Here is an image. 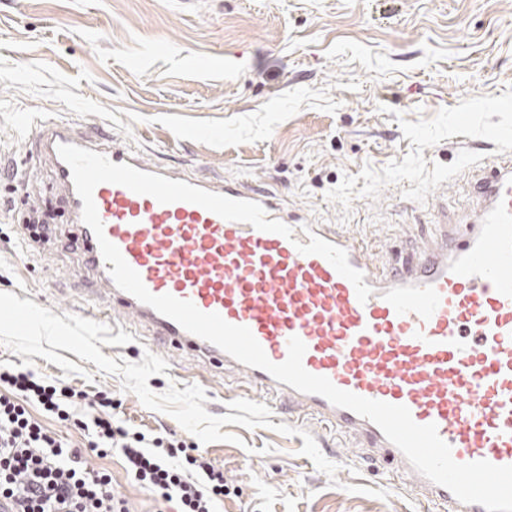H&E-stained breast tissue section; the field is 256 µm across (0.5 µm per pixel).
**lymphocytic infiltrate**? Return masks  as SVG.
<instances>
[{
  "instance_id": "f902f5d3",
  "label": "lymphocytic infiltrate",
  "mask_w": 512,
  "mask_h": 512,
  "mask_svg": "<svg viewBox=\"0 0 512 512\" xmlns=\"http://www.w3.org/2000/svg\"><path fill=\"white\" fill-rule=\"evenodd\" d=\"M84 401L90 414L76 413ZM31 403L86 432L88 451L68 446L33 419ZM119 407L107 390L89 396L30 369H0V497L16 499L19 512H130L111 476L91 468L86 457L117 448L128 472L159 499L177 501L180 512H215L224 498L223 471L171 432L147 435L116 425Z\"/></svg>"
}]
</instances>
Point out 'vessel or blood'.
Returning <instances> with one entry per match:
<instances>
[{"instance_id":"b4317fda","label":"vessel or blood","mask_w":512,"mask_h":512,"mask_svg":"<svg viewBox=\"0 0 512 512\" xmlns=\"http://www.w3.org/2000/svg\"><path fill=\"white\" fill-rule=\"evenodd\" d=\"M28 143L50 168L82 244V298L101 323L119 311L154 339L203 359L222 372L238 363L217 346L185 331L118 289L97 239L82 220L83 202L58 148L70 144L207 191L260 204L292 237L228 221L184 201L162 204L112 183L93 200L106 238L139 273L148 291L188 300L206 313L248 327L270 361L283 362L290 337L306 345L304 368L339 389L406 406L421 425L436 424L456 462L512 465V156L486 166L477 184L474 222L448 235L437 223L439 250L409 253L381 267L364 246L329 224L289 213L266 189L237 179H214L145 161L134 142H116L54 118H32ZM318 235L344 249L372 293L359 302L354 285L322 256L297 243ZM252 389L285 400L338 432H357L369 455L399 464L408 488L434 512H486L464 504L419 474L370 420L277 382L258 368L243 369Z\"/></svg>"}]
</instances>
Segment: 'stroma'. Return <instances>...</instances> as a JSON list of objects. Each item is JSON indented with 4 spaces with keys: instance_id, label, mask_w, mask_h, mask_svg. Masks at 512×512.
<instances>
[{
    "instance_id": "1",
    "label": "stroma",
    "mask_w": 512,
    "mask_h": 512,
    "mask_svg": "<svg viewBox=\"0 0 512 512\" xmlns=\"http://www.w3.org/2000/svg\"><path fill=\"white\" fill-rule=\"evenodd\" d=\"M31 113L134 140L151 163L271 189L388 265L431 246L440 217L472 219L474 186L504 154L494 135L512 132V0H0V292L79 315L76 230L29 151ZM26 167L32 180L10 178ZM33 205L50 214L51 232L23 247ZM101 352L165 358L150 389L200 385L215 416L234 400L265 399L243 373L210 372L147 336ZM0 364L111 391L124 426L195 440L94 363L69 376L0 345ZM270 421L224 425L239 443L204 445L224 473L219 512H423L399 473L363 458L355 434L296 422L284 404ZM282 423L309 432L335 476L301 455V435L275 432ZM88 461L111 474L130 512H161L120 452Z\"/></svg>"
}]
</instances>
